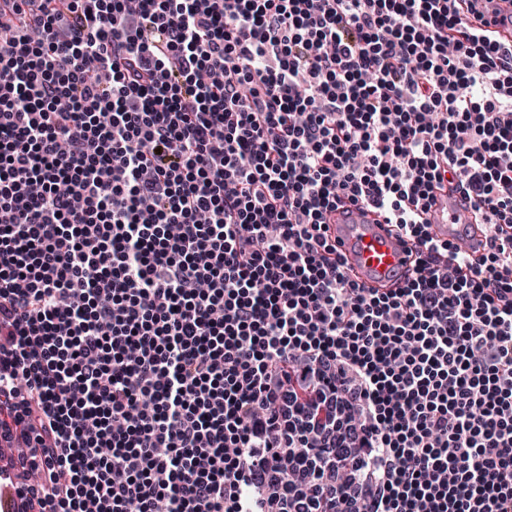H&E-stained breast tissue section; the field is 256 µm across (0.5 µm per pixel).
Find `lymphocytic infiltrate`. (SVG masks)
I'll list each match as a JSON object with an SVG mask.
<instances>
[{
	"label": "lymphocytic infiltrate",
	"instance_id": "1",
	"mask_svg": "<svg viewBox=\"0 0 512 512\" xmlns=\"http://www.w3.org/2000/svg\"><path fill=\"white\" fill-rule=\"evenodd\" d=\"M467 2L0 0V512H512V44ZM467 205L459 196H442L435 205L425 214L429 224V233L441 241H451L458 246L465 255L476 254L472 249L475 239L485 242L481 231L465 224L464 215ZM332 239L353 278L366 288H397L412 273L408 240L375 211L347 204L330 217Z\"/></svg>",
	"mask_w": 512,
	"mask_h": 512
}]
</instances>
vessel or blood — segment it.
Masks as SVG:
<instances>
[{"instance_id": "obj_1", "label": "vessel or blood", "mask_w": 512, "mask_h": 512, "mask_svg": "<svg viewBox=\"0 0 512 512\" xmlns=\"http://www.w3.org/2000/svg\"><path fill=\"white\" fill-rule=\"evenodd\" d=\"M465 204L460 197L443 196L426 213L429 233L451 241L461 253L472 254V243L481 231L464 222ZM330 228L353 278L368 288L388 289L403 284L412 273L408 240L379 213L347 204L330 217Z\"/></svg>"}]
</instances>
